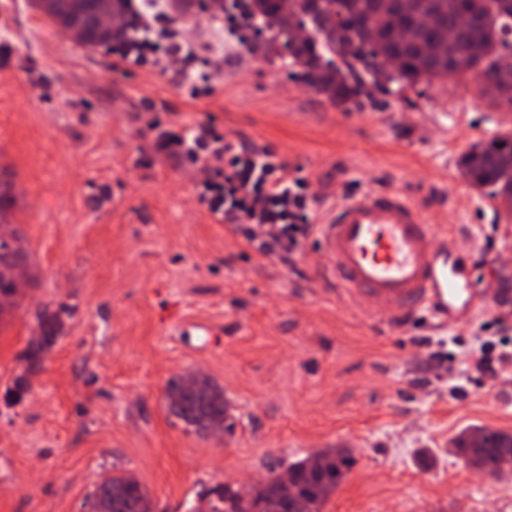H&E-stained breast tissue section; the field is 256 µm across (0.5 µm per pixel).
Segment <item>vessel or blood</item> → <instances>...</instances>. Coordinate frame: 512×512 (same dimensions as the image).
I'll use <instances>...</instances> for the list:
<instances>
[{
	"mask_svg": "<svg viewBox=\"0 0 512 512\" xmlns=\"http://www.w3.org/2000/svg\"><path fill=\"white\" fill-rule=\"evenodd\" d=\"M327 273L348 297L369 299L388 318L413 321L420 311L447 321L478 308L474 272L453 238L429 224L405 191L350 195L318 226Z\"/></svg>",
	"mask_w": 512,
	"mask_h": 512,
	"instance_id": "vessel-or-blood-1",
	"label": "vessel or blood"
}]
</instances>
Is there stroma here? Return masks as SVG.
<instances>
[{"mask_svg": "<svg viewBox=\"0 0 512 512\" xmlns=\"http://www.w3.org/2000/svg\"><path fill=\"white\" fill-rule=\"evenodd\" d=\"M170 12L219 62L195 97L164 65L0 0V179L37 278L0 318V512H81L120 471L155 512H189L218 484L247 488L327 448L355 463L324 512H512V475L484 480L449 452L470 427L512 432V372L480 384L464 371L480 322L512 326V222L459 167L512 129V110L447 82L345 112L263 46L210 28L202 0ZM153 121L273 148L310 180L319 219L357 191L414 194L473 265L483 309L395 326L317 278L312 242L290 266L256 256L199 203L197 174L153 150ZM63 305L61 336L27 368L37 311ZM194 371L223 387L233 434L202 438L169 413L167 382Z\"/></svg>", "mask_w": 512, "mask_h": 512, "instance_id": "35a3bbf8", "label": "stroma"}]
</instances>
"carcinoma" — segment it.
I'll list each match as a JSON object with an SVG mask.
<instances>
[{
	"mask_svg": "<svg viewBox=\"0 0 512 512\" xmlns=\"http://www.w3.org/2000/svg\"><path fill=\"white\" fill-rule=\"evenodd\" d=\"M33 7L66 32L89 9L107 23L87 31L93 45L114 42L126 47L135 35L112 28V16L124 15L129 0H33ZM243 24L262 22L268 53L282 66L294 68L296 80L324 95L337 108L362 109L375 102V91L424 92L426 78L448 72L464 51L477 50L475 61L487 79L477 87L496 104L512 107V76L500 78L499 65L512 56V0H233ZM460 168L472 187L488 191L505 220H512V129H502L487 141L472 144ZM13 183L0 180V295L9 294L8 308L19 303L23 273L14 270L6 250L21 243L10 226ZM62 308L37 315L38 334L31 337L21 359L33 367L63 328ZM169 412L198 434H233L224 390L210 376L195 372L171 379L166 388ZM456 456L474 469H491L512 456V433L474 427L452 440ZM354 464L347 448H327L288 464L286 473L271 476L247 490L221 484L202 497L191 512H260L278 487L301 488L307 512H323ZM90 512H155L144 485L126 473L105 476L88 497Z\"/></svg>",
	"mask_w": 512,
	"mask_h": 512,
	"instance_id": "cac0c4a2",
	"label": "carcinoma"
}]
</instances>
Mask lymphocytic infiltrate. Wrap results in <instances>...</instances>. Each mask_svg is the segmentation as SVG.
I'll return each instance as SVG.
<instances>
[{
	"label": "lymphocytic infiltrate",
	"mask_w": 512,
	"mask_h": 512,
	"mask_svg": "<svg viewBox=\"0 0 512 512\" xmlns=\"http://www.w3.org/2000/svg\"><path fill=\"white\" fill-rule=\"evenodd\" d=\"M167 5L168 0H137L129 15L114 18L113 24L132 25L143 35L146 62L190 63L189 43L172 22ZM155 148L201 172L197 198L218 223L259 255L293 264L314 229L312 197L308 182L294 176L285 158L206 126L187 134L161 132ZM489 327L491 336L472 352L470 364L484 381L512 367V329L498 317Z\"/></svg>",
	"instance_id": "1"
}]
</instances>
